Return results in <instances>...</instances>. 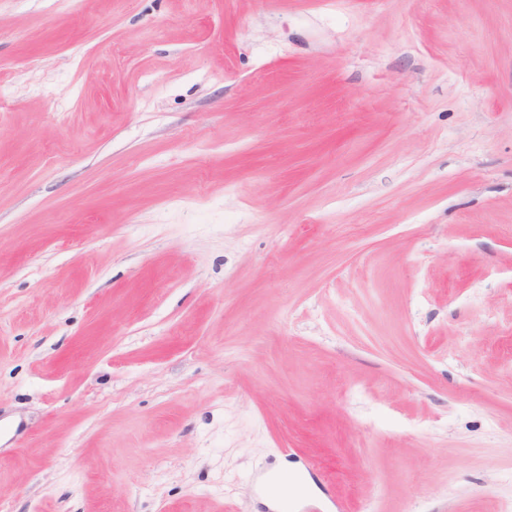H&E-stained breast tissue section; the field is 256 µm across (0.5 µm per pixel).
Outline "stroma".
Wrapping results in <instances>:
<instances>
[{"mask_svg": "<svg viewBox=\"0 0 512 512\" xmlns=\"http://www.w3.org/2000/svg\"><path fill=\"white\" fill-rule=\"evenodd\" d=\"M0 512H512V0H0Z\"/></svg>", "mask_w": 512, "mask_h": 512, "instance_id": "stroma-1", "label": "stroma"}]
</instances>
